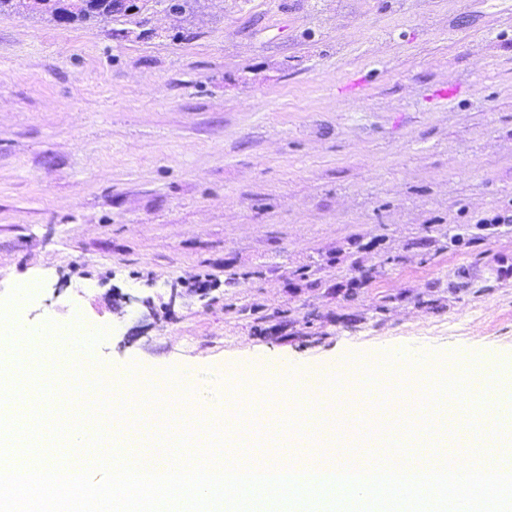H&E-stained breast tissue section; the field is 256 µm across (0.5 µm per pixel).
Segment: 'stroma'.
<instances>
[{
  "instance_id": "1",
  "label": "stroma",
  "mask_w": 512,
  "mask_h": 512,
  "mask_svg": "<svg viewBox=\"0 0 512 512\" xmlns=\"http://www.w3.org/2000/svg\"><path fill=\"white\" fill-rule=\"evenodd\" d=\"M133 2L0 13V298L197 402L222 368L512 355V0ZM45 3L39 12L42 19L47 22H57L58 14L61 10H67L65 7L58 6L63 0H42ZM84 5L75 12H69V21L81 20L84 22H101L111 20L113 11L112 3L115 0H83Z\"/></svg>"
}]
</instances>
